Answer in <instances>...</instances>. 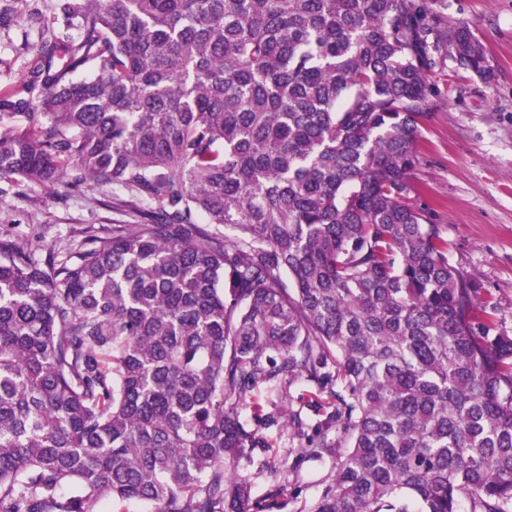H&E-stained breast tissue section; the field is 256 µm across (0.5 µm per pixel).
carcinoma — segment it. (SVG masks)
<instances>
[{
    "mask_svg": "<svg viewBox=\"0 0 512 512\" xmlns=\"http://www.w3.org/2000/svg\"><path fill=\"white\" fill-rule=\"evenodd\" d=\"M55 8L0 184L119 186L134 223L0 239V512H272L235 471L261 385L336 423L288 417L336 449L292 512H512V336L407 203L448 58L493 74L447 0Z\"/></svg>",
    "mask_w": 512,
    "mask_h": 512,
    "instance_id": "1",
    "label": "carcinoma"
}]
</instances>
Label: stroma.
Listing matches in <instances>:
<instances>
[{
    "mask_svg": "<svg viewBox=\"0 0 512 512\" xmlns=\"http://www.w3.org/2000/svg\"><path fill=\"white\" fill-rule=\"evenodd\" d=\"M56 0H0V93L22 78L41 20L52 18ZM448 19L470 25L486 47L493 75L482 81L449 61L430 97L414 171L412 205L430 210L448 240V261L463 268L498 308L501 330L512 335V0H448ZM98 188L85 186L56 198L24 184L0 195V238L29 236L39 252L65 246L84 227L128 223L126 213L97 204ZM256 400L262 413L278 412V426L267 429L270 445L241 459L237 470L256 497L279 490L281 499L297 494L314 501L334 471L336 458H305L293 439L288 413L309 424L325 417L308 387L291 401L267 390ZM285 467L274 475L264 461Z\"/></svg>",
    "mask_w": 512,
    "mask_h": 512,
    "instance_id": "stroma-1",
    "label": "stroma"
}]
</instances>
